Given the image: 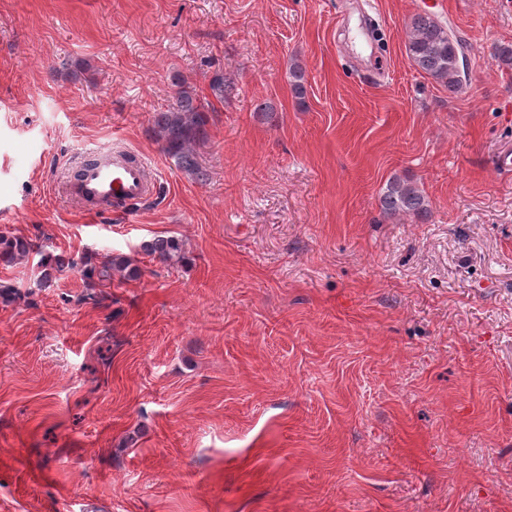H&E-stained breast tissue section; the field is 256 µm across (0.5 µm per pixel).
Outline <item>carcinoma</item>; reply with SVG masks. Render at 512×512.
Returning a JSON list of instances; mask_svg holds the SVG:
<instances>
[{
	"label": "carcinoma",
	"instance_id": "obj_1",
	"mask_svg": "<svg viewBox=\"0 0 512 512\" xmlns=\"http://www.w3.org/2000/svg\"><path fill=\"white\" fill-rule=\"evenodd\" d=\"M466 48L462 40L449 38V30L440 20L427 13H417L408 23L406 51L413 65L422 73L442 83L448 93L458 92L467 82L462 77L457 53ZM292 89L299 99L304 97L305 71L295 62L290 71ZM154 129L162 142L166 155L173 158L179 168L207 180V173L198 162L195 146L207 138L208 109L197 100L189 88L180 91L176 103L164 112H157ZM381 213L386 218L408 215L424 223L430 216V205L419 185L411 180L394 176L387 181L379 196ZM143 251L160 263H174L182 259V244L175 237H157L142 246ZM40 256L41 280L49 283L52 272H60L70 261L60 255L45 254L28 236H0V262L11 264L32 254ZM137 278L141 269L122 255H116L96 266L85 264L84 277L97 280L99 287L112 286V279Z\"/></svg>",
	"mask_w": 512,
	"mask_h": 512
}]
</instances>
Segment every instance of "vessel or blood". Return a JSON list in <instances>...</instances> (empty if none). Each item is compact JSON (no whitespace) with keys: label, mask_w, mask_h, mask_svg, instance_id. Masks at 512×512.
Listing matches in <instances>:
<instances>
[{"label":"vessel or blood","mask_w":512,"mask_h":512,"mask_svg":"<svg viewBox=\"0 0 512 512\" xmlns=\"http://www.w3.org/2000/svg\"><path fill=\"white\" fill-rule=\"evenodd\" d=\"M146 159L126 161L89 153L78 167L79 175L69 183L68 196L81 206H110L145 200L149 195Z\"/></svg>","instance_id":"b4317fda"}]
</instances>
